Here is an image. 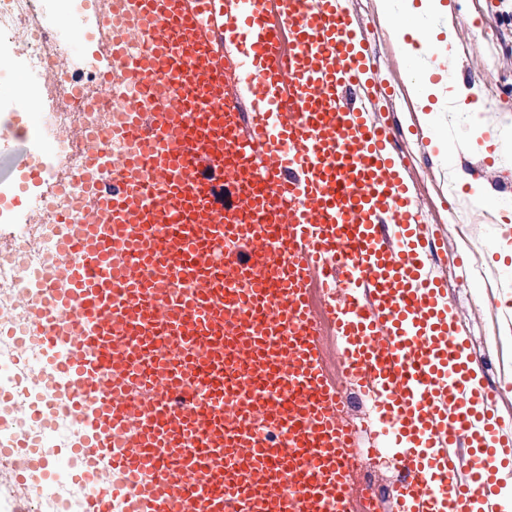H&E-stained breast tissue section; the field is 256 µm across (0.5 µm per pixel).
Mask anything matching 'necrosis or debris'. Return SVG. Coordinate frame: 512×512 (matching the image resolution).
<instances>
[{
  "mask_svg": "<svg viewBox=\"0 0 512 512\" xmlns=\"http://www.w3.org/2000/svg\"><path fill=\"white\" fill-rule=\"evenodd\" d=\"M57 3L0 0V45L10 44L22 58L34 79L25 96L40 106L22 135L25 154L37 158L46 141L56 149L44 179L28 190L25 210L0 223V395L12 397L10 405L0 408V445L24 437L40 455L58 460L52 477L33 475L21 491L12 480L10 460L0 456V489L24 492L33 498L36 512H83L85 499L95 491L75 478L80 462L72 449L84 422L52 410L47 385L53 373L22 332L32 322L31 300L42 286L41 275L58 260L59 213L67 212L74 224L85 220L90 179L83 169L91 148L85 133L112 123L111 108L95 103L100 75L112 62V35L77 15L75 35L89 40L93 49L74 56L71 35L51 25Z\"/></svg>",
  "mask_w": 512,
  "mask_h": 512,
  "instance_id": "necrosis-or-debris-1",
  "label": "necrosis or debris"
}]
</instances>
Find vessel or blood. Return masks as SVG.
<instances>
[{
    "label": "vessel or blood",
    "instance_id": "1",
    "mask_svg": "<svg viewBox=\"0 0 512 512\" xmlns=\"http://www.w3.org/2000/svg\"><path fill=\"white\" fill-rule=\"evenodd\" d=\"M103 79L134 152L97 170L88 221L58 243L28 338L81 415L84 512H353L358 438L319 344L328 291L342 370L395 460L393 512H503L512 422L458 330L428 256L348 0H124ZM147 53L127 55L128 39ZM251 76L226 89L224 46ZM148 82L147 110L124 87ZM66 345L67 356L57 354ZM16 479L51 463L23 439Z\"/></svg>",
    "mask_w": 512,
    "mask_h": 512
}]
</instances>
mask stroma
<instances>
[{"mask_svg": "<svg viewBox=\"0 0 512 512\" xmlns=\"http://www.w3.org/2000/svg\"><path fill=\"white\" fill-rule=\"evenodd\" d=\"M446 10L423 19L432 30L453 29L456 43V86L475 90L477 97L494 103L512 98V24L498 23L490 15V0H441ZM357 18L366 20L375 34L371 46L383 80L374 102L395 137L394 146L406 158L407 179L415 206L433 224L437 244L430 256L447 280L448 307L455 314L480 367L481 380L490 385L512 373V331L502 328L494 308L499 293L512 282V109L493 116L473 112H441L439 89L445 81L427 73L437 86L428 100L416 96V76L410 61L393 37L381 0H350ZM435 113L440 133L424 131L421 117ZM496 151L501 163L478 170V161ZM463 171L467 179L454 182L464 197H477L473 215L495 206L504 215L497 224L459 226L441 202V170ZM468 256L487 277L462 280L457 269L460 256Z\"/></svg>", "mask_w": 512, "mask_h": 512, "instance_id": "stroma-1", "label": "stroma"}]
</instances>
